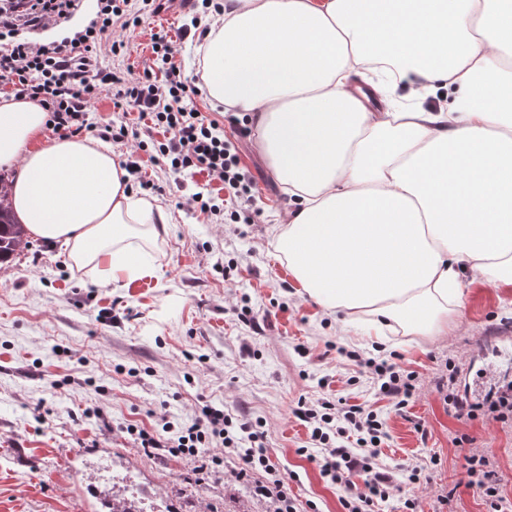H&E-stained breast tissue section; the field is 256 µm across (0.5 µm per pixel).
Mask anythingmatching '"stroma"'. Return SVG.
<instances>
[{
  "label": "stroma",
  "instance_id": "obj_1",
  "mask_svg": "<svg viewBox=\"0 0 512 512\" xmlns=\"http://www.w3.org/2000/svg\"><path fill=\"white\" fill-rule=\"evenodd\" d=\"M130 5L139 23L125 33L128 49L115 56L101 47L102 68L141 75L151 36L162 30L185 79L196 82L206 13L174 4L153 16L141 0ZM236 143L255 184L252 223L218 224L193 210L188 197L217 194L219 182L173 174L142 152L138 160L159 186L154 197L171 215L167 234L149 248L153 275L103 288L71 268L61 244L34 239L0 269V512H100L85 487L92 475L122 487L138 512H270L269 500L235 479L232 459L201 480L195 460L150 457L125 431L165 414L191 419L206 401L262 421L267 453L299 512H344L343 488L300 453L310 443L292 413L302 396L342 398L384 418L389 438L377 462L396 486L378 512H406L408 498L421 512H490L467 485L468 455L488 459L501 499L512 502V420L458 418L437 387L455 376L454 393L480 404L512 383V288L465 285L447 335H394L389 349L376 350L326 315L277 259L274 237L292 199L253 137ZM248 313L261 318L259 331L246 326ZM352 351L416 372L404 411L381 399ZM416 466L427 479L412 484Z\"/></svg>",
  "mask_w": 512,
  "mask_h": 512
}]
</instances>
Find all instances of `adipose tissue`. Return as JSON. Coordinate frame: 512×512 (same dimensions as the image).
Listing matches in <instances>:
<instances>
[{
  "label": "adipose tissue",
  "instance_id": "adipose-tissue-1",
  "mask_svg": "<svg viewBox=\"0 0 512 512\" xmlns=\"http://www.w3.org/2000/svg\"><path fill=\"white\" fill-rule=\"evenodd\" d=\"M505 0H224L202 78L250 115L297 207L276 248L329 314L387 342L448 333L463 272L512 285V8ZM388 90L445 91L432 112H374L352 75L372 61ZM47 114L0 97V170L35 237L109 286L150 275L169 212L134 195L107 144L46 139Z\"/></svg>",
  "mask_w": 512,
  "mask_h": 512
}]
</instances>
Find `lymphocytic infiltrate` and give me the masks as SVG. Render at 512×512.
Instances as JSON below:
<instances>
[{
	"mask_svg": "<svg viewBox=\"0 0 512 512\" xmlns=\"http://www.w3.org/2000/svg\"><path fill=\"white\" fill-rule=\"evenodd\" d=\"M82 6L83 0H0V87L38 101L47 113L46 128L51 135L93 133L117 143L132 137L138 150H151L153 160L171 171L207 172L222 183L230 205L221 207L214 197L200 192L192 196V203L207 216L239 222L246 213L253 182L243 172L239 153L218 120L193 107L199 90L183 79L171 37L153 34L155 59L139 77L104 71L98 63L102 42L110 41L112 54L123 53L127 44L114 39L115 30L139 22L138 17L124 13L118 0H96L94 19L73 38L61 42L30 39V32L71 18ZM107 84L115 90V108L136 110L135 126L93 120L91 109ZM374 371L379 396L396 409L406 408L415 391V372L400 373L395 364L386 362L377 364ZM293 413L310 429L309 458L316 462L321 477L345 486L347 495L341 500L345 512H373L376 503L389 500L395 479L376 461L388 438L386 423L377 413L343 401L303 398ZM127 432L147 455L193 458L203 471L222 466V458L200 454L206 443L220 442L237 459V479H249L259 469L270 473V480L255 483V495L274 502L275 512H297L283 480L272 475L274 466L263 446L260 422L205 405L192 421L166 419L160 427L131 426ZM359 472L366 475L360 485L353 480Z\"/></svg>",
	"mask_w": 512,
	"mask_h": 512,
	"instance_id": "lymphocytic-infiltrate-1",
	"label": "lymphocytic infiltrate"
}]
</instances>
